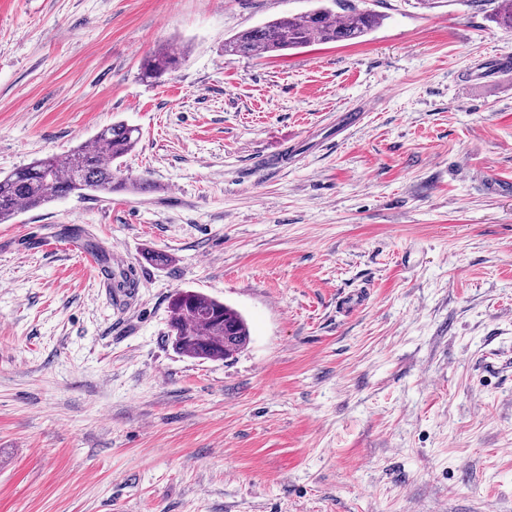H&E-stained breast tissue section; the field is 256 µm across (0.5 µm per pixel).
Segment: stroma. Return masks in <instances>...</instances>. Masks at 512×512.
Here are the masks:
<instances>
[{"label": "stroma", "instance_id": "35a3bbf8", "mask_svg": "<svg viewBox=\"0 0 512 512\" xmlns=\"http://www.w3.org/2000/svg\"><path fill=\"white\" fill-rule=\"evenodd\" d=\"M312 4L0 0V175L121 121L151 185L0 224V512H512V30L349 0L360 42L225 55ZM179 289L248 345L177 354ZM183 55V51L172 48L162 50L150 57L143 65L142 76L145 79H157L169 70L175 68ZM90 246L91 250L96 253L101 268L110 281V288H113L114 292L124 293L134 288L133 274L130 269H121L118 273H115L112 271V266L110 265L104 248L99 245Z\"/></svg>", "mask_w": 512, "mask_h": 512}]
</instances>
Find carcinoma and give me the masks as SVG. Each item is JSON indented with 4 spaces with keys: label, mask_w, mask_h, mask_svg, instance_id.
<instances>
[{
    "label": "carcinoma",
    "mask_w": 512,
    "mask_h": 512,
    "mask_svg": "<svg viewBox=\"0 0 512 512\" xmlns=\"http://www.w3.org/2000/svg\"><path fill=\"white\" fill-rule=\"evenodd\" d=\"M382 16L371 10L336 13L320 6L309 11L271 19L243 29L224 40V54L263 57L267 54L301 49L315 43L352 41L376 28ZM493 21L512 29V0H498ZM183 51L171 48L150 57L142 76L157 79L175 68ZM140 142L138 129L121 122L102 127L93 139L71 152L36 160L0 176V224L10 221L21 210H37L76 191L109 195L116 190L143 192L144 181L116 179L113 165L134 151ZM113 291L123 293L134 287L132 271H112L106 251L91 247ZM172 346L190 358H228L250 341L244 317L233 307L194 290L181 289L170 298Z\"/></svg>",
    "instance_id": "obj_1"
}]
</instances>
